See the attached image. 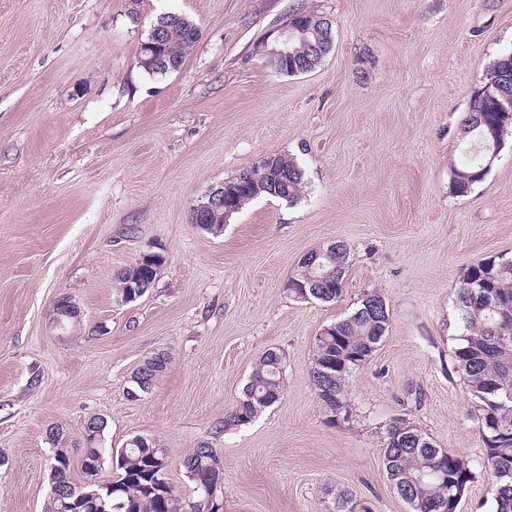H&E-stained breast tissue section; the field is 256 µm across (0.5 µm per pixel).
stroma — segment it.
<instances>
[{"mask_svg":"<svg viewBox=\"0 0 512 512\" xmlns=\"http://www.w3.org/2000/svg\"><path fill=\"white\" fill-rule=\"evenodd\" d=\"M300 9L333 19V47L289 76L258 47ZM165 12L201 36L179 71L151 76L139 49ZM510 52L512 0H142L135 19L126 0H0V512H45L49 425L83 484L93 415L105 447L164 448L186 502L178 462L210 442L224 512H333L341 489L409 512L381 451L397 418L478 458V402L453 369L455 288L476 259L512 256V137L471 192L450 179L471 93ZM270 153L303 170L296 203L257 198L216 236L191 224L211 185ZM336 241L353 255L342 297H290L299 260ZM147 253L165 259L154 287L117 304L114 272ZM372 289L389 333L337 423L310 383L313 343ZM64 294L80 327L53 323ZM269 350L283 397L223 430ZM157 352L166 372L129 398Z\"/></svg>","mask_w":512,"mask_h":512,"instance_id":"1","label":"stroma"}]
</instances>
